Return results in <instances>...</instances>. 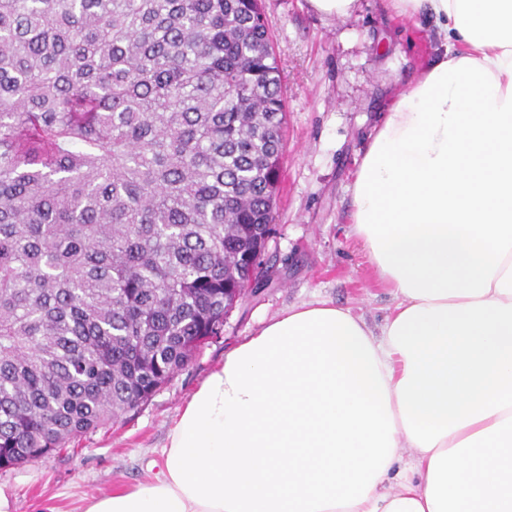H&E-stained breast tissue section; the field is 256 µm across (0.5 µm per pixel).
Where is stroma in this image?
I'll list each match as a JSON object with an SVG mask.
<instances>
[{
	"label": "stroma",
	"instance_id": "stroma-1",
	"mask_svg": "<svg viewBox=\"0 0 512 512\" xmlns=\"http://www.w3.org/2000/svg\"><path fill=\"white\" fill-rule=\"evenodd\" d=\"M286 100L284 159L259 284L246 289L206 345L135 412L74 438L69 452L0 470L11 512H82L90 497L145 479L181 408L225 354L290 307L323 299L374 327L393 296L351 232L352 186L392 99L434 62L432 20L404 23L382 0L326 18L308 0H261Z\"/></svg>",
	"mask_w": 512,
	"mask_h": 512
}]
</instances>
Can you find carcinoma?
I'll list each match as a JSON object with an SVG mask.
<instances>
[{"label":"carcinoma","instance_id":"obj_1","mask_svg":"<svg viewBox=\"0 0 512 512\" xmlns=\"http://www.w3.org/2000/svg\"><path fill=\"white\" fill-rule=\"evenodd\" d=\"M284 108L256 0H0V470L222 335L274 220Z\"/></svg>","mask_w":512,"mask_h":512}]
</instances>
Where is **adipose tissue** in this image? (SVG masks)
<instances>
[{"mask_svg":"<svg viewBox=\"0 0 512 512\" xmlns=\"http://www.w3.org/2000/svg\"><path fill=\"white\" fill-rule=\"evenodd\" d=\"M441 51L376 127L352 231L380 328L327 300L193 392L164 467L85 512H512V0H383Z\"/></svg>","mask_w":512,"mask_h":512,"instance_id":"adipose-tissue-1","label":"adipose tissue"}]
</instances>
